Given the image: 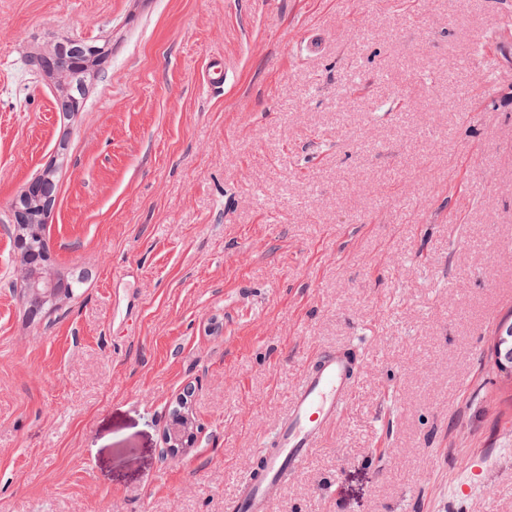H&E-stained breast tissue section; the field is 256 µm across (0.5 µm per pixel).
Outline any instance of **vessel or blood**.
I'll use <instances>...</instances> for the list:
<instances>
[{"instance_id": "obj_1", "label": "vessel or blood", "mask_w": 512, "mask_h": 512, "mask_svg": "<svg viewBox=\"0 0 512 512\" xmlns=\"http://www.w3.org/2000/svg\"><path fill=\"white\" fill-rule=\"evenodd\" d=\"M495 46V56L476 67L478 85H492L499 75L512 71V23L494 25L485 38ZM232 70L215 57L202 73L210 89L224 88ZM358 356L355 348L327 349L311 356L288 400L286 411L256 445L258 465L241 479L224 512H271L273 496L288 476L298 474L323 435L343 413L357 384Z\"/></svg>"}]
</instances>
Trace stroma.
<instances>
[{"label":"stroma","instance_id":"1","mask_svg":"<svg viewBox=\"0 0 512 512\" xmlns=\"http://www.w3.org/2000/svg\"><path fill=\"white\" fill-rule=\"evenodd\" d=\"M512 0H0V512H224L307 359L354 397L272 512H512ZM359 33H352L351 25ZM323 47L301 59L291 30ZM111 53L82 111L24 62ZM221 56L235 77L201 82ZM58 180L30 317L23 184ZM191 445L170 454L174 413ZM492 494L454 492L475 457ZM487 44H493L497 54L485 59L484 50ZM483 52L484 64L476 67L475 81L478 85H494L504 71H512V29L510 21L494 25L489 34L478 43Z\"/></svg>","mask_w":512,"mask_h":512}]
</instances>
